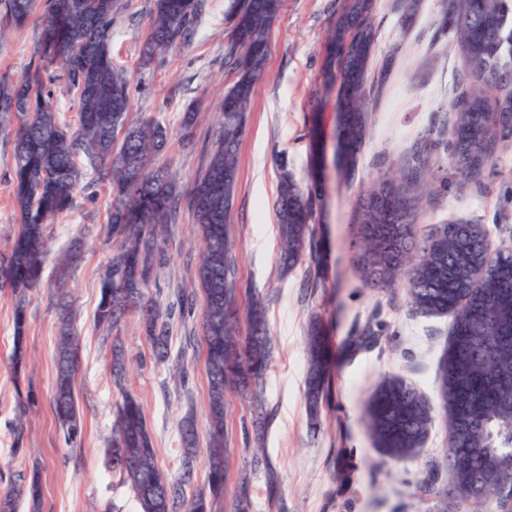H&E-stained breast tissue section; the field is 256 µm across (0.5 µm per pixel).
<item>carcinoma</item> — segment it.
Listing matches in <instances>:
<instances>
[{
	"label": "carcinoma",
	"mask_w": 512,
	"mask_h": 512,
	"mask_svg": "<svg viewBox=\"0 0 512 512\" xmlns=\"http://www.w3.org/2000/svg\"><path fill=\"white\" fill-rule=\"evenodd\" d=\"M0 0V17L15 27H38L37 59L13 83L0 81V133L12 136L11 183L17 209V231L0 255V288L10 290L13 303V348L10 367L18 372L27 361L28 307L39 287L48 246L47 229L74 206L75 193L86 177L112 189L109 233L112 258L101 278L96 325L118 332L126 315L139 317L145 339L158 363L170 357L173 313L194 314V300L179 296L163 308L146 293L152 272L167 263L158 243L160 229L175 215L177 197L167 169L155 163L172 133L158 121L130 118V79L112 59V19L121 0ZM152 24L141 53L149 66L160 55L186 41L205 10V0H152ZM374 0H346L327 49L326 69L338 85L337 147L342 170L354 166L365 140L370 107L387 78V65L376 73L371 66L378 42L372 14ZM281 0H230L232 41L227 57L233 81L220 103L217 145L196 177L188 207L201 240L195 280L203 293L200 323L206 344L208 376V492L190 498L181 493L194 470L197 444L194 418L181 423L182 469L176 478L163 472L149 434L143 406L126 388L128 357L120 337L112 338L109 369L120 393L115 403L108 462L112 476L130 485L139 512H215L224 500L228 451L224 448V388L234 383L263 390L271 360L264 310L256 301L247 312L251 334L236 340L237 313L224 308L227 294L236 291L232 278L233 244L228 217L237 184L238 149L245 132L248 106L264 73L269 34ZM454 35L463 57V71L453 89L448 126L428 129L423 143L403 160L394 177L378 176L362 194L356 220L361 247L370 268L365 282L387 291L404 283L409 302L426 314L455 316L445 350L439 388L445 410L448 447L441 466L448 477L447 495L470 504L468 512L489 497H512V484L471 487L477 472H512V253L487 254L478 275V288L467 299L448 281L441 252L451 241L465 238L474 251L483 241L460 223L440 224L426 245L418 247L387 228L401 214L419 220L434 204L431 153L442 149L458 186L464 188L495 168L512 148V0H442L434 38ZM63 82L72 96L78 120L63 118L53 90ZM276 216L285 268H293L314 245L312 224L322 202L323 184L313 175L300 184L281 159ZM442 245L443 251L435 245ZM59 309L56 373L52 402L65 446L76 448L83 437V414L75 394L82 365L80 338L72 324L65 291ZM306 399L316 412L329 378L326 336L322 323H311L307 336ZM29 400H21L12 426L22 440ZM366 426L376 446L393 462L417 456L434 420L432 406L415 387L399 377H384L365 407ZM250 472L238 480L236 512L250 508ZM42 512L43 488L37 472L0 494V512Z\"/></svg>",
	"instance_id": "1"
}]
</instances>
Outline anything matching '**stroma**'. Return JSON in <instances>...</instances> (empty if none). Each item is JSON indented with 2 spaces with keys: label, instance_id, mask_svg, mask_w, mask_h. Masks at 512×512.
<instances>
[{
  "label": "stroma",
  "instance_id": "stroma-1",
  "mask_svg": "<svg viewBox=\"0 0 512 512\" xmlns=\"http://www.w3.org/2000/svg\"><path fill=\"white\" fill-rule=\"evenodd\" d=\"M112 21V54L131 75L134 116L178 130L186 111L195 114L194 144L171 139L157 161L187 196L208 160L218 126L220 95L233 80L226 59L231 25L227 0H207L190 41L140 68L139 55L151 27V0H123ZM343 0H282L271 30L265 73L254 87L243 136L237 187L229 216L235 244L234 278L239 336L249 334L245 312L262 301L272 357L263 385V431H256L255 407L235 388H227L224 445L231 463L224 490V512H231L236 476L263 448L266 463L251 480L249 512H439L446 475L436 462L448 444L443 418H436L419 455L395 463L369 437L364 408L383 377L396 375L414 384L434 409H441L440 360L448 343L452 314L427 315L412 308L404 288L379 292L365 286L359 269V226L354 221L363 188L390 167H398L423 132L447 119L452 85L463 62L451 38L433 42L439 0H419L411 26H403L393 0H376L379 28L377 62H388L383 90L373 106L365 144L354 173L344 175L337 161L336 89L323 79L324 48ZM38 39L35 25L0 33V79L22 76ZM318 120L326 145L323 206L315 226V261L283 272L275 202L276 158L287 159L299 181L309 168V128ZM13 144L0 136V246L16 230L9 171ZM432 177L439 193L414 227L424 238L429 225L464 221L480 224L492 248L512 247V152L478 191L453 185L448 158L435 153ZM107 186L80 184L68 215L49 228L42 282L28 309V362L12 373L13 306L0 291V491L39 473L43 512H138L129 486L113 478L106 464L112 439L113 405L119 395L108 362L111 340L94 324L102 273L112 255ZM82 241L80 261L67 289L73 325L81 338L83 361L75 391L84 416L80 450L66 448L50 396L55 375L58 310L54 291L57 265L66 247ZM160 244L164 267L154 270L150 293L172 302L177 292L199 294L193 266L198 240L187 208L167 225ZM321 315L327 334L330 378L318 414L305 397L306 336L312 315ZM119 334L130 360L129 390L141 401L157 450L159 467L180 472L179 422L193 413L198 430L192 478L183 488L192 496L207 486L210 445L207 423L206 349L199 318L170 321L171 361L157 363L137 316ZM31 395L22 442L9 432L15 406Z\"/></svg>",
  "mask_w": 512,
  "mask_h": 512
}]
</instances>
